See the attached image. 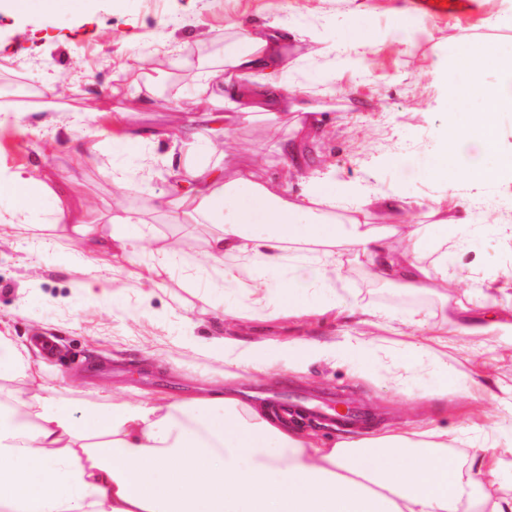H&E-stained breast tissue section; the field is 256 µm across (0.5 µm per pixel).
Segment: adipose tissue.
<instances>
[{
	"label": "adipose tissue",
	"mask_w": 512,
	"mask_h": 512,
	"mask_svg": "<svg viewBox=\"0 0 512 512\" xmlns=\"http://www.w3.org/2000/svg\"><path fill=\"white\" fill-rule=\"evenodd\" d=\"M293 69L278 28L243 30L225 45L219 65L198 63L200 90L222 84L200 117L208 139L218 141L231 124L288 109ZM480 92L483 111L463 129L449 130L446 153L462 141L497 146L493 116L512 112V60ZM200 134L175 140L170 161L178 178L159 206L177 224L219 225L205 254L212 270H222L228 255L248 269L284 267L294 246L316 243L323 273L351 255L375 283L450 288L447 253L428 265L420 259L428 246L420 227L409 230L404 247L391 246L390 230L407 216L391 195L352 201L339 214L326 176L311 177L291 198L257 184L246 170L227 180L196 161ZM477 285L488 295L492 281L483 277ZM486 305L478 314L458 306L440 335L455 330L481 347L488 336L512 332L497 300L488 295ZM503 464L483 448L468 467L458 466L448 455V431L438 426L329 443L270 407L242 406L228 390H207L191 402L125 399L88 412L80 423L49 397L0 407V512H512V495L483 491Z\"/></svg>",
	"instance_id": "1"
}]
</instances>
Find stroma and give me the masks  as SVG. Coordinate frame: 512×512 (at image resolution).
Listing matches in <instances>:
<instances>
[{"instance_id":"obj_1","label":"stroma","mask_w":512,"mask_h":512,"mask_svg":"<svg viewBox=\"0 0 512 512\" xmlns=\"http://www.w3.org/2000/svg\"><path fill=\"white\" fill-rule=\"evenodd\" d=\"M401 6L402 0H59L50 12L41 0H27L15 12L0 5V105L9 108L0 116V174L30 175L73 191L71 218L55 220L43 199L38 224L23 223L17 197L0 195V335L40 374L34 383L2 380L0 391L22 401L55 398L77 417L107 396L121 399L131 391L170 402L197 396L224 378V355L214 342L232 311L237 336L262 357L287 362L285 343L294 339L318 348L299 372L244 375L238 384L274 388L288 381L361 396L382 414L368 431L372 437L435 422L453 436L448 453L462 464L474 448L495 446L506 465L486 491L511 494L512 429L504 422L512 417V348L493 336L476 359L470 337L452 332L422 360L399 331L420 314L429 325L441 322L445 303L479 307L482 297L470 280L475 270L495 278L496 297L512 315V232L494 224L501 204L512 205V183L475 184L462 174L473 165L498 168L512 154V113L495 118L496 149L460 143L447 175L435 173L448 127L465 125L484 106L476 94L449 97L448 76L496 80L499 61L512 59V0H478L479 18L466 24L434 22ZM266 26L287 28L292 39L297 109L230 128L223 176L247 169L255 182L293 196L315 169L332 176L343 197L380 190L402 197L410 214L437 207L455 215V224L424 229L432 244L425 261L435 259L436 247L448 249V270L456 276L448 299L431 290L373 286L359 261L346 256L327 288L314 264L291 276L260 270L259 278L270 282L292 277L306 303L323 307L338 294L349 307L283 319L276 309L287 305V296L260 308L248 285L228 289L214 271L191 274L167 263L162 249L169 239L179 238L182 254L199 256L214 227L174 224L155 209L172 183L163 162L165 135L191 129L205 99L190 72L163 63L177 51L224 44L244 29ZM147 51L158 64L155 82L166 103L148 106L130 91ZM483 52L490 58L472 76L462 61ZM12 82L37 91L38 101L4 93ZM312 115L320 124L302 145L307 163L301 166L274 144L292 138L296 124ZM122 131H148L156 139L114 140ZM76 138L92 144V152L74 153ZM390 155L396 163H387ZM141 164L152 169L147 190L113 185L112 166ZM124 209L141 218L125 228L134 253H88L62 236L87 224L94 236L111 238L112 218ZM362 307L378 311L380 326L361 323L355 311ZM351 327L373 338L376 355L337 353ZM45 335L61 340L65 358L47 359L35 349L34 338ZM391 365L399 367L402 383L392 380ZM459 375L489 380L494 398L459 396L452 386Z\"/></svg>"}]
</instances>
